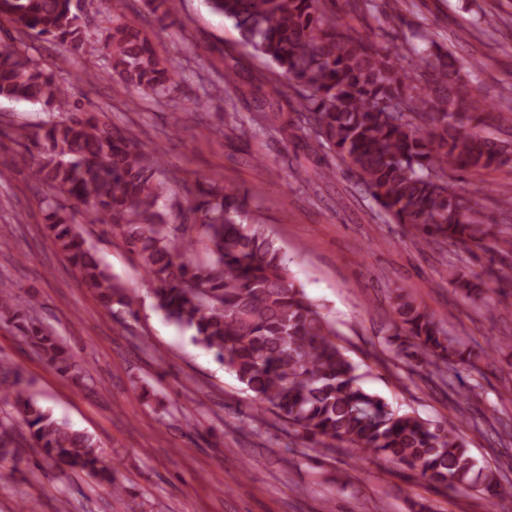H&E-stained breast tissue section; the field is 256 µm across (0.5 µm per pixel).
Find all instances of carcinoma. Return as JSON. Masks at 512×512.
<instances>
[{"label": "carcinoma", "instance_id": "obj_1", "mask_svg": "<svg viewBox=\"0 0 512 512\" xmlns=\"http://www.w3.org/2000/svg\"><path fill=\"white\" fill-rule=\"evenodd\" d=\"M234 21L252 53L288 76L293 113L264 100L239 129L273 131L290 140L310 139L331 152L365 188L378 214L416 228L426 244L484 249L485 221L476 204L455 189L457 173L512 163V151L489 135L467 131L494 104L475 96L454 56L428 32L403 29L381 41L351 33L329 5L335 0H207ZM74 0H0V99L64 105L66 88L31 53L30 38L105 56L126 85L153 98L176 87V72L136 26L113 17L103 42L87 40ZM424 65L416 83L395 41ZM15 163L37 158L45 199L47 236L104 308L126 304L125 287L96 256L58 198L85 206L90 224H108L136 255L165 318L193 331L194 344L212 352L252 393L256 416L271 414L311 448L338 445L415 471L444 487L478 488L498 498L500 479L479 467L459 434L455 417L433 423L400 414L361 385L358 366L337 341L336 326L289 274L285 254L265 225L248 220V194L234 185L215 187L180 180L192 204L176 214L159 201L171 191L165 161L88 112L48 121L25 137ZM197 235H192V232ZM205 257L192 260L196 238ZM448 284L472 300H485L483 283L463 269L448 270ZM390 342L396 357L429 367V378L459 364H474L498 348L479 351L448 336L440 322L404 288L390 295ZM0 320L15 324L41 358L78 382L81 368L63 339L20 310L13 286L0 282ZM23 421L19 437L0 419V458L19 466L37 451L62 472H82L112 487L104 451L39 403L18 369L0 365V406Z\"/></svg>", "mask_w": 512, "mask_h": 512}]
</instances>
